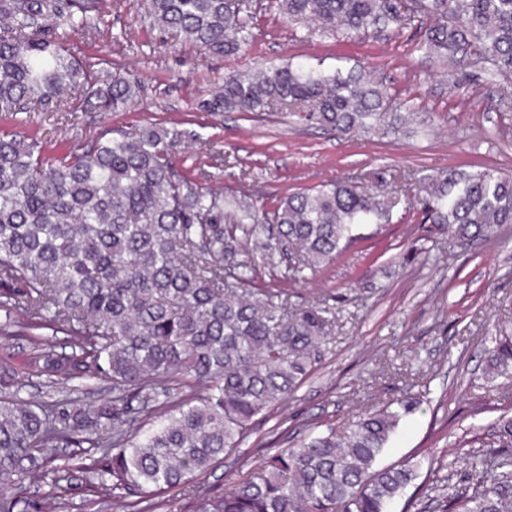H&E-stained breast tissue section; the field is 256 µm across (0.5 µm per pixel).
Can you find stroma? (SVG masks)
Listing matches in <instances>:
<instances>
[{
	"label": "stroma",
	"mask_w": 512,
	"mask_h": 512,
	"mask_svg": "<svg viewBox=\"0 0 512 512\" xmlns=\"http://www.w3.org/2000/svg\"><path fill=\"white\" fill-rule=\"evenodd\" d=\"M252 0L253 39L233 56H218L150 26L148 0H106L100 34L70 32L80 61L126 68L140 87L130 108L106 112H21L0 115V130L39 135L81 148L107 129L157 124L177 131L174 155L184 173L209 165L210 186L250 195L272 208L285 195L332 180L368 174L370 191H392L400 172L414 174L407 194L419 204L425 175L457 165L512 174V136L498 132L512 107V85H487L466 69L416 49L415 28L367 41L320 35ZM292 62L331 72L361 65L395 92L410 111L423 113L415 135L339 134L277 108L262 115L204 111L227 73H252ZM346 252L316 275L287 282L294 303L324 299L332 337L315 374L267 419H258L238 454L225 458L199 484L224 490L256 460V444L286 448L308 430L342 427L362 411L400 395L421 404L400 423L381 454L386 467L421 461L418 477L389 512H440L428 485H465L462 438H489L500 416L512 415V378L486 381L485 350L495 326L512 321V224L468 244L430 224H367ZM443 461L431 471L430 461Z\"/></svg>",
	"instance_id": "1"
}]
</instances>
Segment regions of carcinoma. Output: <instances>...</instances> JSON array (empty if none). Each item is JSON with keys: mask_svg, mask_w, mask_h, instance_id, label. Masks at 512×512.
<instances>
[{"mask_svg": "<svg viewBox=\"0 0 512 512\" xmlns=\"http://www.w3.org/2000/svg\"><path fill=\"white\" fill-rule=\"evenodd\" d=\"M102 0H0V112H72L94 89L98 107L132 104L138 85L114 65L101 79L77 60L63 29L98 34ZM291 20L366 41L418 22V45L465 62L488 84L512 83V0H276ZM153 25L218 55L252 39V15L231 0H150ZM274 106L338 133L398 135L420 117L371 75L304 66L229 74L206 108ZM164 128L101 133L83 149L51 150L37 136L0 133V335L31 345L29 370L51 387L112 383V398L62 393L33 405L10 388L0 357V512H60L73 491L110 496L120 512H160L176 490L183 512H388L419 463L378 458L417 402L396 398L258 462L222 492L198 479L238 451L261 417L288 401L324 356L332 324L322 299L297 308L267 287L248 242L268 233L263 259L283 278L316 273L358 238L389 224L399 192L361 181L284 197L270 210L203 185L172 157ZM423 224L477 241L512 224V177L450 167L429 178ZM70 337L58 352L46 332ZM489 378L512 374V331L485 350ZM487 459H468L467 484L442 512H512V416L500 417ZM74 449L77 482L60 484L58 450ZM50 490L33 487L35 478Z\"/></svg>", "mask_w": 512, "mask_h": 512, "instance_id": "carcinoma-1", "label": "carcinoma"}]
</instances>
